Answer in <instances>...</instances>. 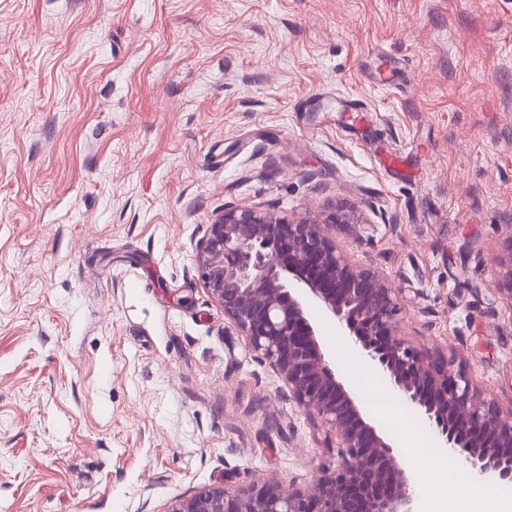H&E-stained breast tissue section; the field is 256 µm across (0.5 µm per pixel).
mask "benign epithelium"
Segmentation results:
<instances>
[{"label": "benign epithelium", "mask_w": 512, "mask_h": 512, "mask_svg": "<svg viewBox=\"0 0 512 512\" xmlns=\"http://www.w3.org/2000/svg\"><path fill=\"white\" fill-rule=\"evenodd\" d=\"M342 211L290 221L273 210L226 207L207 225L196 262L204 288L252 350L269 361L281 394L334 436L336 467L307 488L276 480L204 487L169 512H416L415 478L362 400L336 376L311 313L387 383L439 448L469 473L512 484V403L485 398L466 362L416 345L401 328L402 289L358 263L331 228ZM500 291L512 300V241Z\"/></svg>", "instance_id": "obj_1"}]
</instances>
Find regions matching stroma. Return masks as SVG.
Returning <instances> with one entry per match:
<instances>
[{
  "label": "stroma",
  "mask_w": 512,
  "mask_h": 512,
  "mask_svg": "<svg viewBox=\"0 0 512 512\" xmlns=\"http://www.w3.org/2000/svg\"><path fill=\"white\" fill-rule=\"evenodd\" d=\"M231 206L345 209L403 332L512 402V0H0V512L335 467L199 277Z\"/></svg>",
  "instance_id": "35a3bbf8"
}]
</instances>
